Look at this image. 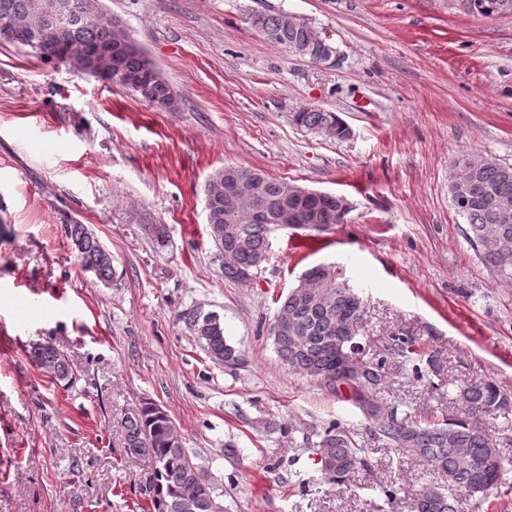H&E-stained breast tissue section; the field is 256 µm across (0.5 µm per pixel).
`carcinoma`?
<instances>
[{
	"label": "carcinoma",
	"instance_id": "carcinoma-1",
	"mask_svg": "<svg viewBox=\"0 0 512 512\" xmlns=\"http://www.w3.org/2000/svg\"><path fill=\"white\" fill-rule=\"evenodd\" d=\"M71 8L58 17L52 31L44 35L39 48L30 53L55 58L62 62L81 48L100 47L109 51L115 75L112 84L138 94L156 109L170 94L163 77H155L145 69L149 63L143 48L112 52V27L117 21L92 24L81 16V7H91L98 0H64ZM42 0H0V25L21 23L32 29L44 28ZM251 26L260 34L281 35L284 46L304 51V56L327 63L336 49L323 46L313 38L314 27L302 21L295 26L285 22L281 13L254 12ZM292 121L308 131L345 140L348 126L334 112L303 107L292 114ZM255 184L258 196L267 206L268 222L253 219L254 199L244 193L234 202L224 197V184L229 181ZM459 181L469 184L471 201L458 213L467 224L466 237L479 251L483 264L502 276H512V223L500 224L485 202L497 195L512 203V165H502L480 155H470L454 163L449 188ZM289 182L275 178L257 168L226 165L214 172L204 189L208 234L216 248L224 270V279L247 284L252 281L268 259L273 220L279 208L288 204L302 212L311 232H325L343 223L340 204L334 198L317 195L288 197ZM145 234L158 247L169 241L166 224H144ZM64 232L77 249L82 268L101 282L112 281L113 267L109 252L83 224H66ZM363 299L348 283L331 273L321 275L317 267L305 270L296 287L291 289L278 307L271 335L275 352L288 371L316 380L334 390L347 384L358 405L366 409L369 430L388 448L410 453L427 463L444 478L445 484L423 490L413 504L412 512H467L470 500L486 495L505 484L503 468L490 467L488 462L498 455L496 440L480 428V420L512 407V395L491 380L467 383L455 389L452 402L461 408V415H450L438 421L420 422L395 403L374 399L381 382L384 361L370 365L358 357L341 359L347 352L343 336L351 322L363 316ZM179 319L201 343L207 357L233 371L244 363L242 353L224 336L221 318L214 312L199 308L183 311ZM391 355L412 364L418 381L425 380L439 398L449 394L445 384L425 375L417 361L422 352L406 333L390 337ZM37 367L60 381L72 382V372L65 355L47 342L32 348ZM123 452L128 457H145L152 464L147 481L150 512H218L222 494L208 478L197 455L183 446L175 434L168 412L152 401H145L137 412L122 420ZM303 445L329 459L322 470L324 478L343 484L366 466L349 428L340 421L331 422L322 430L303 436Z\"/></svg>",
	"mask_w": 512,
	"mask_h": 512
}]
</instances>
